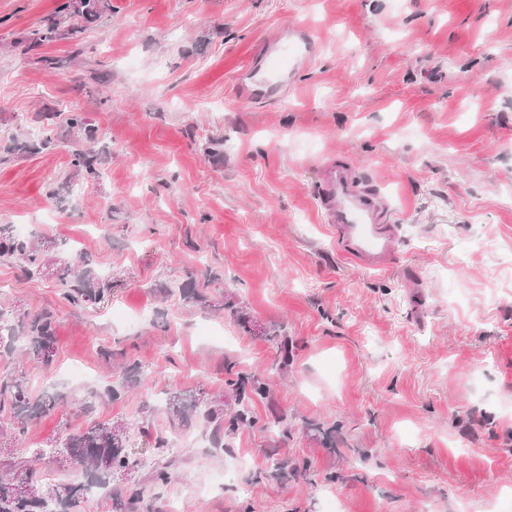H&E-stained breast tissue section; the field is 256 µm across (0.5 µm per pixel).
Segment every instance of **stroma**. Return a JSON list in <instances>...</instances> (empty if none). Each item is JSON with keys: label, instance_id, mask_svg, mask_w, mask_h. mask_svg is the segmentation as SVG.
<instances>
[{"label": "stroma", "instance_id": "stroma-1", "mask_svg": "<svg viewBox=\"0 0 512 512\" xmlns=\"http://www.w3.org/2000/svg\"><path fill=\"white\" fill-rule=\"evenodd\" d=\"M61 2L0 0V225L84 256L112 291L75 308L56 277L0 262V309L55 313L51 364L17 350L0 373L57 400L0 441V475L75 480L55 446L112 420L140 512H494L512 495V0H107L26 48ZM275 46L287 83L239 100ZM72 112L99 178L73 172ZM332 159L388 206L383 267L336 247L318 201ZM229 361L268 395L227 391ZM128 369L137 386L109 399ZM176 393L244 399L253 421L215 443L169 413Z\"/></svg>", "mask_w": 512, "mask_h": 512}]
</instances>
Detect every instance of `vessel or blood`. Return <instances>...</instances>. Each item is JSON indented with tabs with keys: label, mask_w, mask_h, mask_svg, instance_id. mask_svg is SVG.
<instances>
[{
	"label": "vessel or blood",
	"mask_w": 512,
	"mask_h": 512,
	"mask_svg": "<svg viewBox=\"0 0 512 512\" xmlns=\"http://www.w3.org/2000/svg\"><path fill=\"white\" fill-rule=\"evenodd\" d=\"M277 68L263 59L243 73L239 85L242 98L260 100L274 85ZM322 205L329 223L336 226V238L343 252L368 266L381 267L392 254L395 238L384 224V207L353 182L348 169L339 163L321 166Z\"/></svg>",
	"instance_id": "b4317fda"
}]
</instances>
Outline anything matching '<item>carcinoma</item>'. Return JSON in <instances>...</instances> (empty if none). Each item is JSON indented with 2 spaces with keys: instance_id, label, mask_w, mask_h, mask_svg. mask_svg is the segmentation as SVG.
Listing matches in <instances>:
<instances>
[{
  "instance_id": "carcinoma-1",
  "label": "carcinoma",
  "mask_w": 512,
  "mask_h": 512,
  "mask_svg": "<svg viewBox=\"0 0 512 512\" xmlns=\"http://www.w3.org/2000/svg\"><path fill=\"white\" fill-rule=\"evenodd\" d=\"M106 8L103 0H86V5L81 8L77 7L75 0H67L54 15L30 29L24 39L32 46L53 42L73 31V17L92 20ZM71 167L77 174L83 172L92 178L100 175L90 160V153L84 149L73 153ZM0 259L23 264V271L28 274L50 271L58 275L63 287L62 298L73 307L99 303L111 291L110 285L93 276L81 256L57 247L44 246L38 241L21 240L8 225L0 226ZM3 339L9 341L10 348L16 340H22L28 359L48 365L54 353L53 316L48 312L34 316L16 312L8 316L0 311V341ZM55 405L54 398L34 397L25 381L7 374L0 375L1 436L18 441L25 433L26 421L31 413L50 410ZM197 408V401L193 399H183L178 395L170 398L169 410L183 420L197 412ZM249 413V407L241 403L227 419L224 418L223 409L217 406L205 409L203 418L229 435L248 422ZM128 443L127 426L119 422L98 421L67 434L63 448L71 459L85 469L83 480L40 485L28 475L26 479L31 482L33 492L22 494L15 489V477H1L0 512H40L42 498L55 506L57 512H72L79 499L86 497L92 488H108L113 474L137 465Z\"/></svg>"
}]
</instances>
